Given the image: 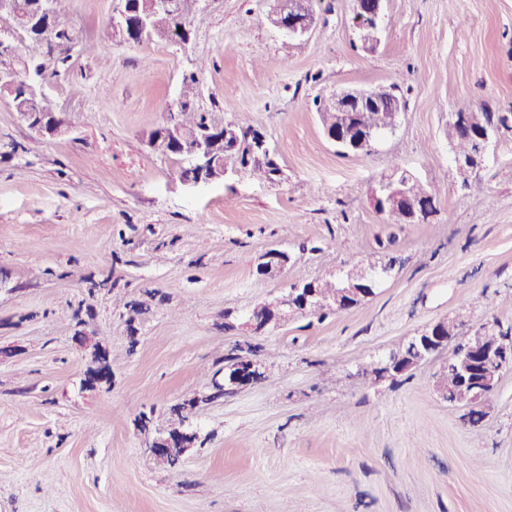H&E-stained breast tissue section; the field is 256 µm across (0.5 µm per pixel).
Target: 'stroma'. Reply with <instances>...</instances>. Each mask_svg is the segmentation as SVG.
<instances>
[{"label": "stroma", "instance_id": "stroma-1", "mask_svg": "<svg viewBox=\"0 0 512 512\" xmlns=\"http://www.w3.org/2000/svg\"><path fill=\"white\" fill-rule=\"evenodd\" d=\"M119 5L69 0L79 45L46 88L66 132L43 138L0 100V512H512V369L477 427L436 391L440 361L359 372L446 319L462 338L490 316L512 327V0H386L371 49L353 0H312L302 39L270 23L274 0H194L185 44L103 39ZM199 61L195 109L262 131L274 180L192 188L148 147ZM395 82L397 128L342 154L314 99ZM466 100L495 122L464 178L444 129ZM397 169L434 194L426 223L374 207ZM272 247L291 262L266 280ZM369 253L398 262L358 306L250 328L258 304ZM95 343L112 382L92 388ZM228 357L265 377L212 398ZM193 398L199 439L172 468L137 421L167 431Z\"/></svg>", "mask_w": 512, "mask_h": 512}]
</instances>
